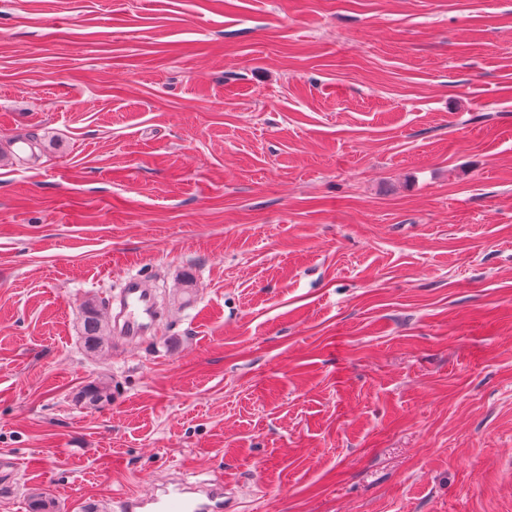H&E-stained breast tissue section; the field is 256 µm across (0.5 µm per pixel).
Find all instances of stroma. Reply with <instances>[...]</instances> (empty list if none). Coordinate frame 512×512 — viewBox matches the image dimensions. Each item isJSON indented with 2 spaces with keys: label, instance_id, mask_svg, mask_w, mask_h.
Instances as JSON below:
<instances>
[{
  "label": "stroma",
  "instance_id": "obj_1",
  "mask_svg": "<svg viewBox=\"0 0 512 512\" xmlns=\"http://www.w3.org/2000/svg\"><path fill=\"white\" fill-rule=\"evenodd\" d=\"M1 151L0 512H512V0H0ZM118 309L114 330L130 339L139 338L149 332L157 320L155 292L147 288L139 276L132 275L121 291ZM81 321V339L85 352L91 357L107 355L112 350V329L108 322L100 317L93 299H87L82 303ZM87 405L102 407L112 402V378L100 376L85 385L78 395ZM237 504L221 480L197 488L174 484L161 494H130L121 498L119 512H237Z\"/></svg>",
  "mask_w": 512,
  "mask_h": 512
}]
</instances>
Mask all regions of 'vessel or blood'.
<instances>
[{"label": "vessel or blood", "instance_id": "vessel-or-blood-1", "mask_svg": "<svg viewBox=\"0 0 512 512\" xmlns=\"http://www.w3.org/2000/svg\"><path fill=\"white\" fill-rule=\"evenodd\" d=\"M156 319L154 290L147 288L139 276H130L118 299L115 331L136 339L149 332ZM119 512H237V498L220 481L196 488L176 484L159 494L124 496Z\"/></svg>", "mask_w": 512, "mask_h": 512}]
</instances>
